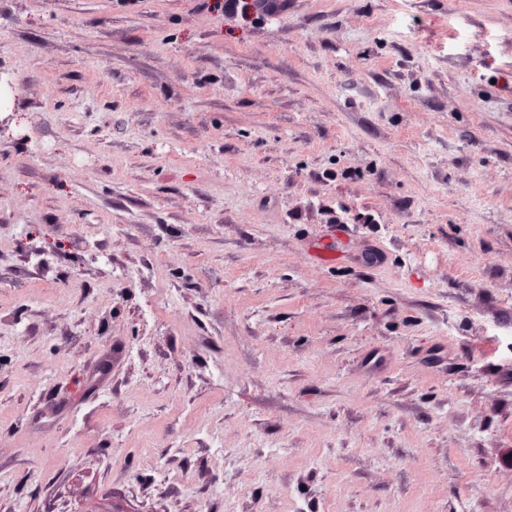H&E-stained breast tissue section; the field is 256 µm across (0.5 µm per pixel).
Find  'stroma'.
Masks as SVG:
<instances>
[{"label":"stroma","instance_id":"35a3bbf8","mask_svg":"<svg viewBox=\"0 0 512 512\" xmlns=\"http://www.w3.org/2000/svg\"><path fill=\"white\" fill-rule=\"evenodd\" d=\"M0 80V512H512V0H0Z\"/></svg>","mask_w":512,"mask_h":512}]
</instances>
